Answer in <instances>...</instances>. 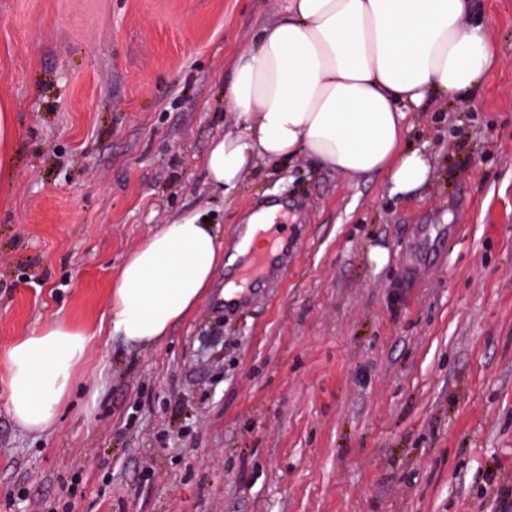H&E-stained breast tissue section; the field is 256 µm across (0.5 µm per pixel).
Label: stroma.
I'll return each mask as SVG.
<instances>
[{
	"instance_id": "obj_1",
	"label": "stroma",
	"mask_w": 512,
	"mask_h": 512,
	"mask_svg": "<svg viewBox=\"0 0 512 512\" xmlns=\"http://www.w3.org/2000/svg\"><path fill=\"white\" fill-rule=\"evenodd\" d=\"M283 0H0V348L107 317L125 257L209 209L225 251L259 207L301 225L282 281L223 274L161 341L102 335L55 430L9 414L0 512H505L512 502V0H472L479 91L406 118L413 197L299 159L205 183L224 85ZM99 394L85 403L90 386ZM15 124L13 112H10L6 107L0 106V162L7 165L12 162L10 156V146L15 138ZM2 151V156H1Z\"/></svg>"
}]
</instances>
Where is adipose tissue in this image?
I'll return each mask as SVG.
<instances>
[{"label":"adipose tissue","mask_w":512,"mask_h":512,"mask_svg":"<svg viewBox=\"0 0 512 512\" xmlns=\"http://www.w3.org/2000/svg\"><path fill=\"white\" fill-rule=\"evenodd\" d=\"M469 12L470 0H287L224 87L235 123L210 144V189L229 192L248 168L303 155L348 177L381 175L390 195H413L432 163L423 150L401 148L407 110L433 95L470 97L494 58ZM207 215L174 216L128 256L110 293L109 336L154 343L199 303L224 260ZM95 338L53 319L0 349L17 424L37 435L56 426Z\"/></svg>","instance_id":"obj_1"}]
</instances>
